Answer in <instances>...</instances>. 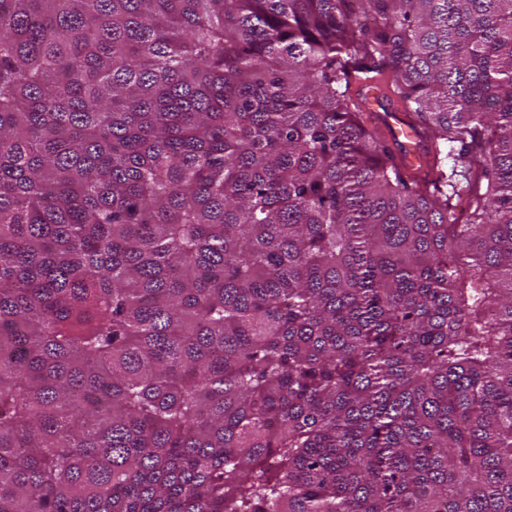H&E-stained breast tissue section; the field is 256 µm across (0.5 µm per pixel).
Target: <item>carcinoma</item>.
<instances>
[{"label": "carcinoma", "instance_id": "cac0c4a2", "mask_svg": "<svg viewBox=\"0 0 512 512\" xmlns=\"http://www.w3.org/2000/svg\"><path fill=\"white\" fill-rule=\"evenodd\" d=\"M0 512H512V0H0ZM361 92L363 96L366 98L365 108L368 112H378L385 113L384 122L387 126L389 136L392 142H397L401 145V157L404 163L408 167H416L420 165L422 162L421 156L416 149V143H418V147L421 153H424L423 145L421 138L417 136L415 131L409 126V124L405 121L400 111L389 108L383 112L382 109H379V89L375 85L373 81H364L361 84ZM367 125L370 128L377 126L379 130L384 134L386 144L391 148L393 153L398 157L400 153V147L392 143L391 141H387L385 131L383 127L372 119V123H369L367 120ZM471 167V175L473 182V191L462 192L458 200L457 211L460 215L459 223H463L469 216L474 208V201L476 194L484 193L486 190L487 181L481 174V167L476 161L466 162Z\"/></svg>", "mask_w": 512, "mask_h": 512}]
</instances>
